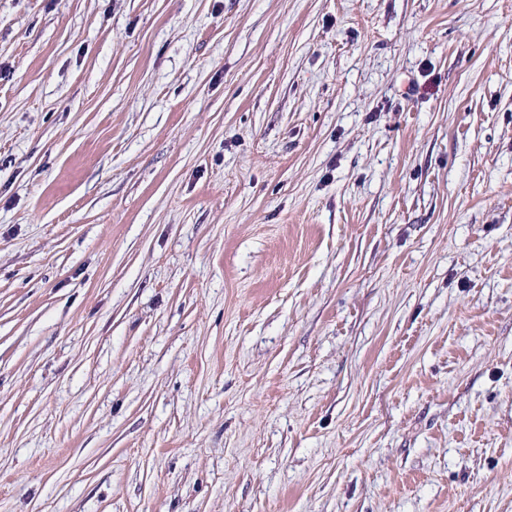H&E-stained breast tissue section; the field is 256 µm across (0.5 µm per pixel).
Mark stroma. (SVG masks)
<instances>
[{
  "label": "stroma",
  "mask_w": 512,
  "mask_h": 512,
  "mask_svg": "<svg viewBox=\"0 0 512 512\" xmlns=\"http://www.w3.org/2000/svg\"><path fill=\"white\" fill-rule=\"evenodd\" d=\"M0 512H512V0H0Z\"/></svg>",
  "instance_id": "stroma-1"
}]
</instances>
